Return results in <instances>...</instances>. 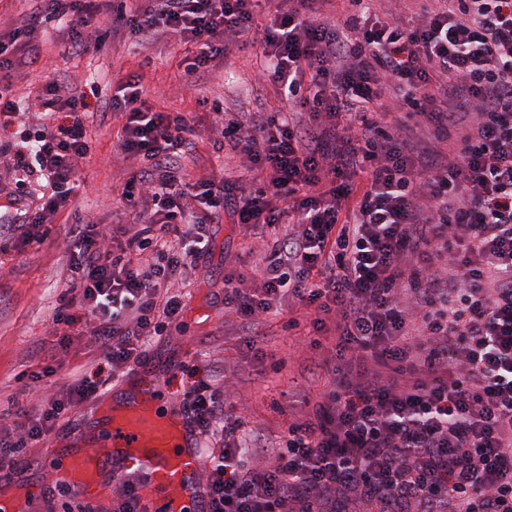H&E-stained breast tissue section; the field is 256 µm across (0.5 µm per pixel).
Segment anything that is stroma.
Listing matches in <instances>:
<instances>
[{
  "instance_id": "35a3bbf8",
  "label": "stroma",
  "mask_w": 512,
  "mask_h": 512,
  "mask_svg": "<svg viewBox=\"0 0 512 512\" xmlns=\"http://www.w3.org/2000/svg\"><path fill=\"white\" fill-rule=\"evenodd\" d=\"M93 24L105 37L102 46L71 54L64 46L66 32L45 23L36 63L13 72V90L19 97L35 96L48 78L77 95L89 94L95 82L99 95L87 114V125L96 136L93 156L80 174L68 209L49 225L42 244L23 245L0 235L2 410L25 402L32 388L62 394L71 373L93 360L78 337L54 331L51 316L64 304L75 226L131 221L133 213L118 191L133 172L148 166L117 150L123 121L109 106L114 81L138 77L142 98L156 109L188 113L196 132L180 168L191 179L238 170L236 159L218 155L208 132L213 99H222L225 112L234 118L288 109L276 87L257 88L254 76L260 58L248 36L237 38L227 58L199 79L185 72L186 46L163 40L146 49L136 47L125 34L115 32L108 12L97 15ZM207 235L208 245L188 274L179 329L153 337L139 366L104 384L95 399L65 411L47 440L25 448L11 474L0 479V502L11 512H79L77 500L59 490L71 481L68 459L80 450L83 439L96 437L104 403L123 399L143 373L158 381L160 410L180 411L188 371L217 364L234 369L236 376L224 397L228 404L246 407L265 436L279 435L295 420L302 399H319L328 383L324 361L335 337H317L312 327L315 316L304 310L299 329L282 330L276 321L267 335L249 339L224 309V280L251 276L261 253L251 249L231 215L209 225ZM279 360L285 363L283 370L271 373V365Z\"/></svg>"
}]
</instances>
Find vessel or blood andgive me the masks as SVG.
<instances>
[{
  "instance_id": "1",
  "label": "vessel or blood",
  "mask_w": 512,
  "mask_h": 512,
  "mask_svg": "<svg viewBox=\"0 0 512 512\" xmlns=\"http://www.w3.org/2000/svg\"><path fill=\"white\" fill-rule=\"evenodd\" d=\"M155 390L154 377L142 376L137 393L113 407L105 435L70 462L74 488L89 497L102 472H110L116 484L134 475L145 506L161 500L167 512H200L206 500L201 451L182 419L159 411Z\"/></svg>"
}]
</instances>
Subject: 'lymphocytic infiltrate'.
Segmentation results:
<instances>
[{
    "mask_svg": "<svg viewBox=\"0 0 512 512\" xmlns=\"http://www.w3.org/2000/svg\"><path fill=\"white\" fill-rule=\"evenodd\" d=\"M330 2L288 0L262 18L260 0H42L8 28L0 131L33 116L12 173L45 191L0 232L27 244L69 205L93 146L85 96L55 82L14 96L12 71L35 63L43 19L65 21L77 53L100 40L94 16L111 12L142 47H195L186 71L198 75L227 36L251 35L258 85L290 109L246 124L212 102L222 146L251 179L191 181L177 170L187 116L117 83L118 149L150 166L121 188L133 221L74 234V312L52 315L76 327L95 366L73 375L67 400L12 403L0 470L179 327L173 273L192 268L206 225L228 212L262 246L259 287L224 280L242 332L264 335L290 296L334 326L336 346L322 396L269 448L224 401L233 372L215 367L184 390L210 444L208 512H512V0H342L336 26L322 18Z\"/></svg>",
    "mask_w": 512,
    "mask_h": 512,
    "instance_id": "f902f5d3",
    "label": "lymphocytic infiltrate"
}]
</instances>
